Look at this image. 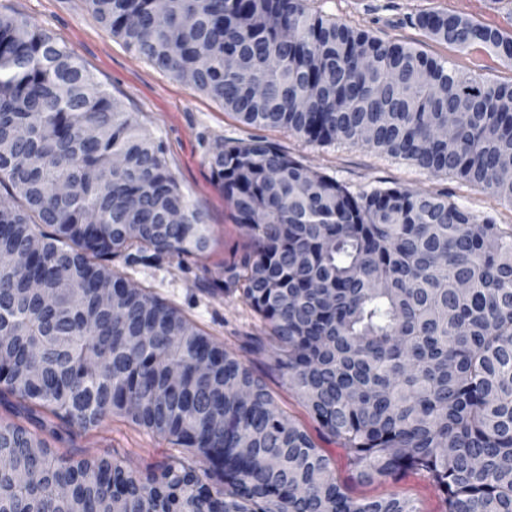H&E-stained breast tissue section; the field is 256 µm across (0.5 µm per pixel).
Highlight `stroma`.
Segmentation results:
<instances>
[{"instance_id":"obj_1","label":"stroma","mask_w":512,"mask_h":512,"mask_svg":"<svg viewBox=\"0 0 512 512\" xmlns=\"http://www.w3.org/2000/svg\"><path fill=\"white\" fill-rule=\"evenodd\" d=\"M307 9L348 26L363 29L386 41L401 42L448 60L457 68L481 73L493 81H512V62L481 46L461 51L437 42L409 18L423 10H463L474 18L512 33V0H303ZM20 13L32 25L50 31L58 41L127 108L139 112L150 132L163 143L172 175L190 203L209 225L210 247L200 257H162L146 263L114 266L137 288H145L177 307L202 330L251 366L266 382L276 403L313 438L329 456L337 478L357 501L396 496L411 500L418 512H445L442 494L424 475L411 474L398 482L372 483L354 478L345 452L323 437L317 423L301 406L286 377L271 357L247 350L249 337L261 335L263 325L238 296L211 289L221 278L226 261L244 248L246 237L233 223L224 188L208 157L227 141L246 142L260 136L298 159L351 188L406 186L448 194L450 200L473 214L512 224V204L466 183L456 176L433 174L414 162L344 142L311 145L299 135L279 128H259L240 122L222 103L192 91L170 74L158 71L129 50L123 41L98 24L85 0H0V10ZM0 418L22 423L47 439L58 453L116 458L135 469L165 460L170 446L125 417L110 414L88 431L69 426L50 413L20 409L15 397L0 395Z\"/></svg>"}]
</instances>
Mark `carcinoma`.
Wrapping results in <instances>:
<instances>
[{
    "label": "carcinoma",
    "instance_id": "1",
    "mask_svg": "<svg viewBox=\"0 0 512 512\" xmlns=\"http://www.w3.org/2000/svg\"><path fill=\"white\" fill-rule=\"evenodd\" d=\"M112 36L244 123L452 174L512 204V82L307 10L302 0H86ZM411 23L512 60L463 12ZM453 116L454 132L437 135ZM210 165L248 246L217 289L261 319L322 434L361 481L428 475L446 512H512V225L402 186L353 191L273 143ZM0 395L87 430L167 440L160 464L60 456L0 418V512H419L351 499L332 460L241 359L113 261L199 257L204 215L163 145L65 45L0 10ZM112 283V304L96 288ZM181 341L173 346L170 337ZM189 452L204 476L186 463Z\"/></svg>",
    "mask_w": 512,
    "mask_h": 512
}]
</instances>
